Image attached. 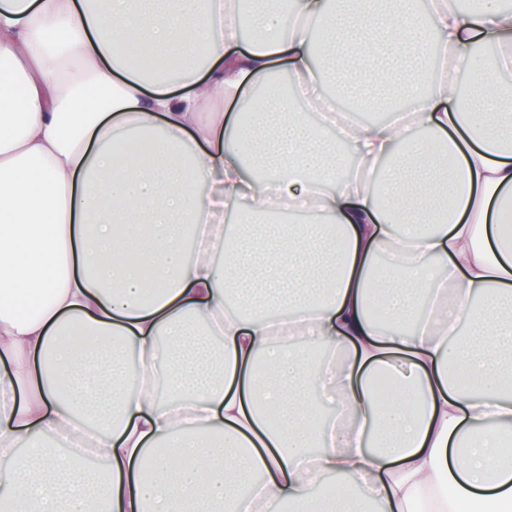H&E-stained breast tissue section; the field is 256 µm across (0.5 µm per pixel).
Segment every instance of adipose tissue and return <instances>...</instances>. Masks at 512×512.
Segmentation results:
<instances>
[{"instance_id":"1","label":"adipose tissue","mask_w":512,"mask_h":512,"mask_svg":"<svg viewBox=\"0 0 512 512\" xmlns=\"http://www.w3.org/2000/svg\"><path fill=\"white\" fill-rule=\"evenodd\" d=\"M88 2L0 0V501L413 512L440 489L449 512H512V241L499 229L512 18L498 0L426 13L416 0H292L286 14ZM317 29L326 57L368 79L356 104L403 102L402 117L332 137L308 125L302 93L335 72L316 62ZM276 70L298 88L245 132L237 109ZM120 140L142 149L117 156ZM282 211L304 221L278 238L230 229ZM373 295L399 328L369 320ZM452 315L467 331L449 330ZM287 335L340 358L311 370ZM452 362L479 393L449 380ZM378 371L397 383L391 398L373 392ZM316 380L339 418L309 457ZM86 434L103 474L71 448ZM162 440L170 452L153 456ZM327 476L333 495L313 497Z\"/></svg>"}]
</instances>
